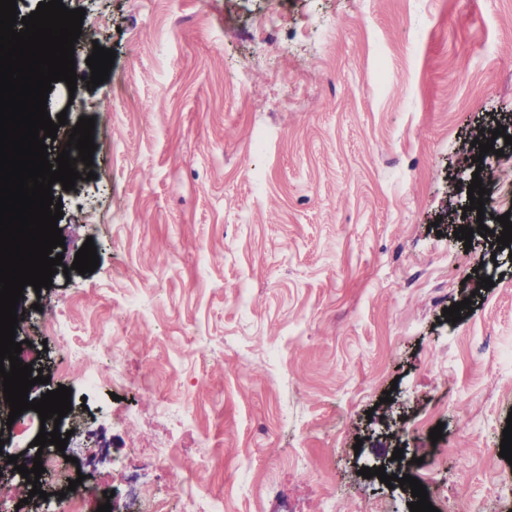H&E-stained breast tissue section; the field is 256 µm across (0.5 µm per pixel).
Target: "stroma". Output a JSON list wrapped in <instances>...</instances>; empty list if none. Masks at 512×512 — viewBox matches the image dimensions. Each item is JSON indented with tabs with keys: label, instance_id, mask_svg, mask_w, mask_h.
<instances>
[{
	"label": "stroma",
	"instance_id": "obj_1",
	"mask_svg": "<svg viewBox=\"0 0 512 512\" xmlns=\"http://www.w3.org/2000/svg\"><path fill=\"white\" fill-rule=\"evenodd\" d=\"M62 2L83 79L52 85L48 157L83 116L96 150L53 189L64 269L23 332L71 390L81 474L123 473L137 512L192 484L224 512H410L359 471L428 451L410 427L434 410L446 512H512V256L444 222L471 126L512 127V0Z\"/></svg>",
	"mask_w": 512,
	"mask_h": 512
}]
</instances>
